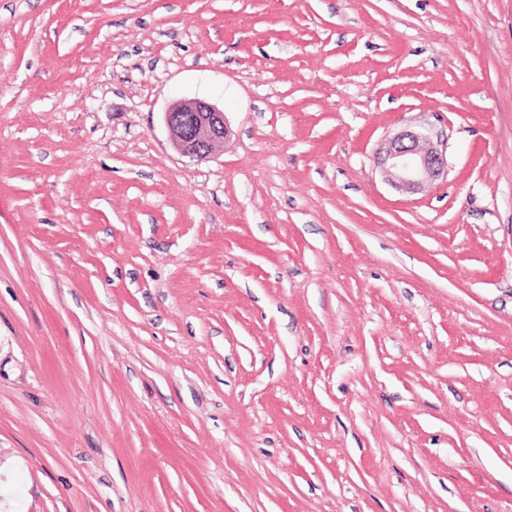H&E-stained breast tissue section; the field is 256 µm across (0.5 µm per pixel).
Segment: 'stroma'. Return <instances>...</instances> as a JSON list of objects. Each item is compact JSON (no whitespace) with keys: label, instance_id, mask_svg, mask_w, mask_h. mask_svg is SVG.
<instances>
[{"label":"stroma","instance_id":"stroma-1","mask_svg":"<svg viewBox=\"0 0 512 512\" xmlns=\"http://www.w3.org/2000/svg\"><path fill=\"white\" fill-rule=\"evenodd\" d=\"M0 512H512V0H0ZM164 123L173 148L196 161L210 158L230 135L224 111L204 99L172 102ZM375 160L389 184L410 192L448 174L445 155L418 130L395 134L378 149Z\"/></svg>","mask_w":512,"mask_h":512}]
</instances>
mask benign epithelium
<instances>
[{"label":"benign epithelium","mask_w":512,"mask_h":512,"mask_svg":"<svg viewBox=\"0 0 512 512\" xmlns=\"http://www.w3.org/2000/svg\"><path fill=\"white\" fill-rule=\"evenodd\" d=\"M164 123L173 148L196 161L210 158L230 135L224 111L204 99L172 102ZM375 160L389 184L410 192L448 174L445 155L418 130L395 134L378 149Z\"/></svg>","instance_id":"obj_1"}]
</instances>
